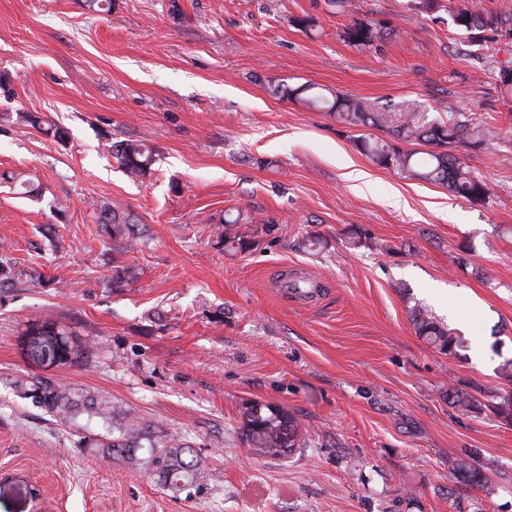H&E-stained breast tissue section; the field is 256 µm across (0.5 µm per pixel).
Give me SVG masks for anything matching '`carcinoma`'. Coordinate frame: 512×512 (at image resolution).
Instances as JSON below:
<instances>
[{"label": "carcinoma", "mask_w": 512, "mask_h": 512, "mask_svg": "<svg viewBox=\"0 0 512 512\" xmlns=\"http://www.w3.org/2000/svg\"><path fill=\"white\" fill-rule=\"evenodd\" d=\"M454 24L467 33L470 41L478 46L512 38V15L494 11H481L467 0H461L452 9ZM397 32L385 21L356 18L343 31V39L354 47H372L383 37ZM498 87L502 97L512 99V57L495 62ZM310 87L280 85L283 97L305 100L322 108L337 121L353 128H371L386 132L389 140L372 139L366 135L355 140L360 153L374 164L408 172L412 176L446 188L454 196L471 203H483L490 197L488 184L462 163V151L480 149L488 144L482 129L462 119V115L448 120L428 119L416 111L409 101H402L394 108H374L365 101L337 94L332 98L307 95ZM22 122L45 134L62 138L59 127L45 126L42 117L35 113L19 115ZM421 144L428 147L419 157L412 150H404L399 143ZM110 154L133 179L151 174L156 163V153L144 139H125L109 144ZM95 223L103 225L105 233L125 248L136 244V224L123 207L112 201L101 202ZM235 222L225 221L218 240L226 247L241 252L251 249L254 242L233 232ZM43 274L29 269H17L8 264L0 265V288H20L26 284H39ZM409 317L418 334L440 353L456 356L467 348L466 339L430 317L421 307L409 310ZM24 336H52L59 349L66 352L65 362L79 365L94 354L93 347L82 340L70 326L49 316L28 320ZM22 397L31 400L56 421L79 428L82 416L101 424L104 433L92 442L96 454L103 460H124L131 467L148 475L160 485L181 491L205 485L206 472L200 461L190 457V450L183 439L163 429H153L129 409H118L112 401L88 389L76 388L60 381L31 378L17 382ZM498 402L490 410L505 422L512 421V391L497 394ZM448 403L466 411L480 412V405L468 391L448 389ZM240 433L245 443L263 457L281 458L304 445V431L297 417L288 410L272 404L249 401L240 411ZM452 474L462 485L487 488L484 473L462 458L450 463Z\"/></svg>", "instance_id": "carcinoma-1"}]
</instances>
